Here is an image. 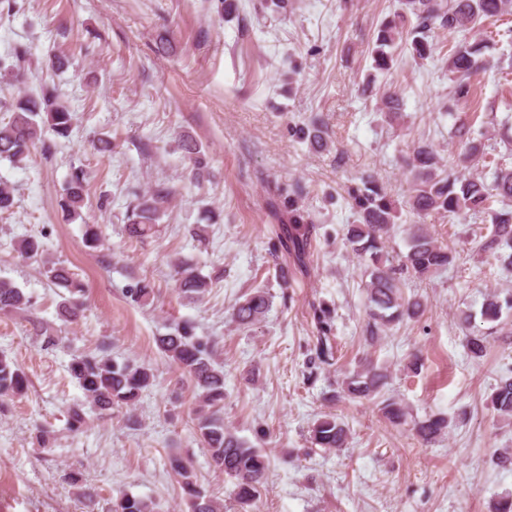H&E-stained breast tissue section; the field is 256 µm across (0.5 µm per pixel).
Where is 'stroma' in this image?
Here are the masks:
<instances>
[{
    "label": "stroma",
    "instance_id": "obj_1",
    "mask_svg": "<svg viewBox=\"0 0 512 512\" xmlns=\"http://www.w3.org/2000/svg\"><path fill=\"white\" fill-rule=\"evenodd\" d=\"M0 0V63L25 53L26 76L0 78V101L55 90L74 115L69 138L44 132L26 167L0 160V183L15 206L0 216V279L32 299L24 312H0V352L25 371V394L0 399V512H105L129 493L155 512H191L167 465L177 454L224 512H492L512 494V468L496 457L512 449V424L490 396L512 375V312L497 330L478 315L488 294L512 292V271L481 251L489 215L421 217L406 205L405 161L417 142L434 144L455 170L462 145L458 117L468 116L488 149L512 167L501 141L512 111L499 102L512 88V16L486 21L485 66L468 101L449 96L445 58L456 35L435 29L424 60L396 52L392 69L368 83L373 34L400 0ZM402 101L398 119L378 111L385 91ZM318 124V148L293 130ZM199 149L188 160L183 139ZM87 175L81 219L65 220L60 203L76 169ZM375 179L398 209L388 244L405 255L412 225L457 250L436 275H403L406 297L422 313L366 342L368 301L363 261L343 237L359 216L348 195ZM165 186L155 233L126 232L127 207ZM303 217L311 247L299 270L280 238L290 215ZM100 225L103 246L87 251L85 224ZM33 237L40 259H21L16 243ZM67 265L86 287L76 321L61 313L63 289L50 284L44 261ZM195 264L212 286L188 299L173 265ZM145 279L153 303H130L124 290ZM263 289L272 305L242 326L234 306ZM474 316L471 328L460 317ZM177 320L213 340L224 369V423L269 459L261 495L241 508L234 483L209 464L193 420L197 392L159 351L155 338ZM52 328L62 343L46 350L36 331ZM489 332L487 353L471 357L467 331ZM329 336L332 364L318 362V336ZM107 351L119 362L150 364L155 387L132 409L104 413L87 404L68 365ZM420 356L419 372L407 370ZM368 359L387 383L373 399L340 385ZM400 402L402 424L389 422L383 399ZM81 408V431L68 428ZM447 418L446 432L424 442L414 422ZM345 423L344 447L312 446L318 419ZM51 432L42 450L39 429Z\"/></svg>",
    "mask_w": 512,
    "mask_h": 512
}]
</instances>
